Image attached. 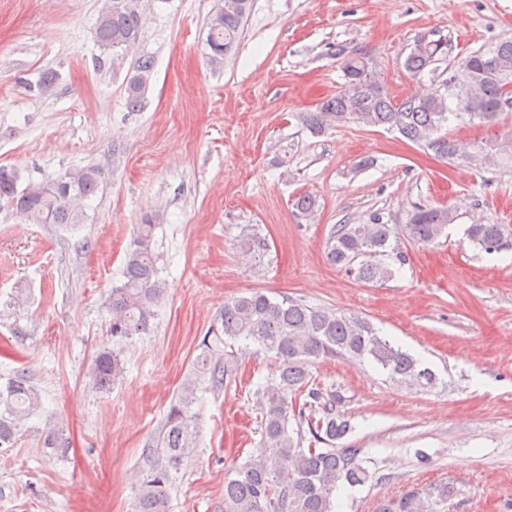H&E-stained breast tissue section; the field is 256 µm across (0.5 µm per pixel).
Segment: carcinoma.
<instances>
[{
	"instance_id": "obj_1",
	"label": "carcinoma",
	"mask_w": 512,
	"mask_h": 512,
	"mask_svg": "<svg viewBox=\"0 0 512 512\" xmlns=\"http://www.w3.org/2000/svg\"><path fill=\"white\" fill-rule=\"evenodd\" d=\"M221 2L208 22L207 47L215 65L236 48L252 6L251 0ZM141 31L136 0H104L96 26L100 49L127 50L139 41ZM330 50L341 60L345 82L317 111L305 115L312 133L352 123L384 127L453 164H512L511 130L475 141L448 135L452 122L485 126L506 111L512 113V36L463 58L464 83L450 80L442 94H412L398 102L386 93L370 55L341 46ZM447 57L448 42L424 41L410 51L404 65L414 75L432 73ZM152 71V59H139L127 82L130 110H137ZM60 179L61 188L51 178L20 190L18 170L0 166V200L12 204L30 224H80L82 203L97 193L104 174L87 166L68 170ZM454 219L450 209L418 204L408 212L402 233L415 243L428 245L444 235ZM153 229L151 218L139 225L134 248L127 254L124 282L112 289L109 309L114 337L146 333L153 308L163 300L164 286L151 249ZM468 236L488 254L507 245L501 224H474ZM395 239L394 225L384 221L383 213L372 212L361 224L332 228L328 257L358 281L383 284L394 277V265L405 260L392 244ZM242 246L258 261L269 251L268 239L255 231L244 235ZM238 342L258 346L275 361L271 377L255 392L261 439L272 454L248 460L235 477L224 481V512H334L339 485L360 486L372 478L362 465L363 449L337 445L351 431V424L341 410L340 391L312 379L311 366L320 358L367 360L390 382L408 389L429 391L439 382L430 368L379 335L362 317L290 298L279 301L261 291L234 297L224 302L202 337L180 392L147 444V468L136 486L138 512H167L176 474L198 447L196 405L202 395L224 390L234 371L227 349ZM123 373L117 352L109 348L97 352L92 377L98 388H111ZM38 404L39 394L24 374L16 372L7 378L0 388L1 448L14 447L22 421ZM379 512H431V508L422 493L411 490L382 504Z\"/></svg>"
}]
</instances>
